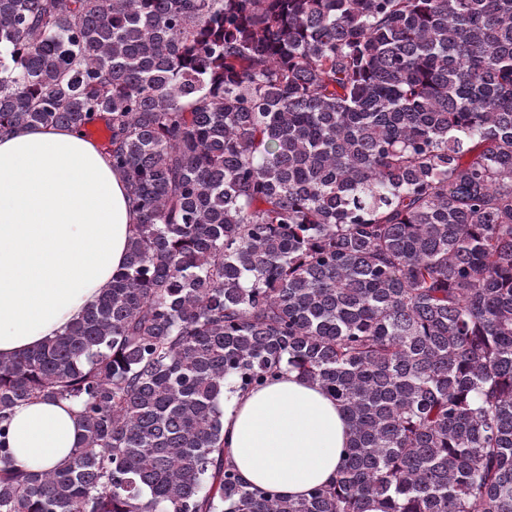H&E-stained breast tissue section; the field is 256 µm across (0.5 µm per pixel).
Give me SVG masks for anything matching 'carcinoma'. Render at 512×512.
Segmentation results:
<instances>
[{
	"mask_svg": "<svg viewBox=\"0 0 512 512\" xmlns=\"http://www.w3.org/2000/svg\"><path fill=\"white\" fill-rule=\"evenodd\" d=\"M99 121L137 222L0 358V512H512V0H0V130ZM288 370L350 428L296 500L224 452ZM34 400L64 466L13 464ZM76 410L69 403L46 400L17 407L7 444L13 462L33 471L65 463L81 432Z\"/></svg>",
	"mask_w": 512,
	"mask_h": 512,
	"instance_id": "obj_1",
	"label": "carcinoma"
}]
</instances>
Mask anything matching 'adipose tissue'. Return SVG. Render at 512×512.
Here are the masks:
<instances>
[{
  "instance_id": "1",
  "label": "adipose tissue",
  "mask_w": 512,
  "mask_h": 512,
  "mask_svg": "<svg viewBox=\"0 0 512 512\" xmlns=\"http://www.w3.org/2000/svg\"><path fill=\"white\" fill-rule=\"evenodd\" d=\"M136 215L123 178L73 128L0 134V358L30 350L93 305L124 266ZM224 451L241 476L297 499L335 479L349 425L296 372L224 403ZM81 429L66 402L17 407L8 446L28 470L65 463Z\"/></svg>"
}]
</instances>
